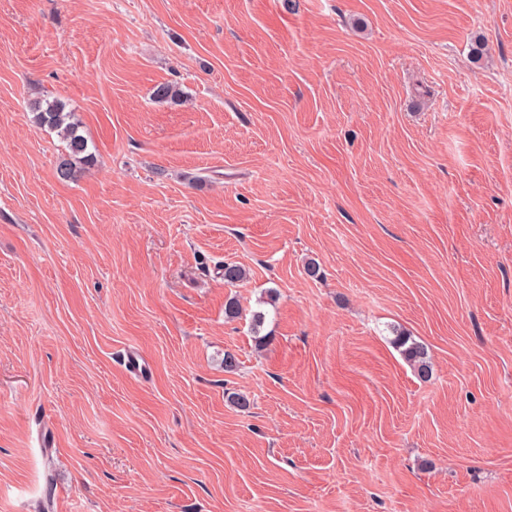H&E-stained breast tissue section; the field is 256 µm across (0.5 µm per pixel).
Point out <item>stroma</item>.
<instances>
[{
  "label": "stroma",
  "mask_w": 512,
  "mask_h": 512,
  "mask_svg": "<svg viewBox=\"0 0 512 512\" xmlns=\"http://www.w3.org/2000/svg\"><path fill=\"white\" fill-rule=\"evenodd\" d=\"M0 512H512V0H0ZM34 123L39 127L56 130L66 142V154L57 165V174L63 179H71L76 162L92 163V154H87V141L79 135L78 123L74 121V112H65L61 103H48L43 107L40 102L32 105ZM393 344L421 381H428L432 377V365L423 344L412 341L410 336L405 335H397Z\"/></svg>",
  "instance_id": "stroma-1"
}]
</instances>
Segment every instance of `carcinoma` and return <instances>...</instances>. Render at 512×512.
Listing matches in <instances>:
<instances>
[{"label": "carcinoma", "mask_w": 512, "mask_h": 512, "mask_svg": "<svg viewBox=\"0 0 512 512\" xmlns=\"http://www.w3.org/2000/svg\"><path fill=\"white\" fill-rule=\"evenodd\" d=\"M154 97L160 101L176 103L181 101L182 92L172 84H161L156 87ZM31 110L37 126L57 131L66 142V154L57 165V174L61 179L73 177L76 163L93 162L92 155L87 153V141L78 134V123L74 121V113L65 111L61 103L43 105L38 102L32 105ZM393 344L420 380L427 381L432 377V365L423 344L405 335L396 336Z\"/></svg>", "instance_id": "cac0c4a2"}]
</instances>
